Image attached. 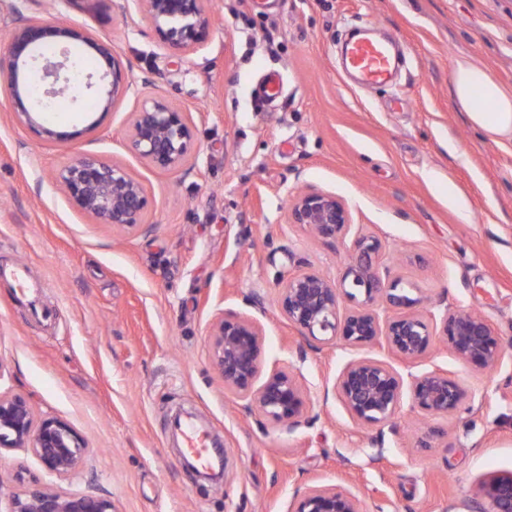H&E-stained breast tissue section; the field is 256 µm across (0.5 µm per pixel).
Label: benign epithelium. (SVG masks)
I'll return each mask as SVG.
<instances>
[{
	"label": "benign epithelium",
	"mask_w": 512,
	"mask_h": 512,
	"mask_svg": "<svg viewBox=\"0 0 512 512\" xmlns=\"http://www.w3.org/2000/svg\"><path fill=\"white\" fill-rule=\"evenodd\" d=\"M136 2L168 48L186 51L206 41L212 24L208 0ZM77 43L96 49L104 63L101 79L112 77L111 89L101 101L103 111L112 109L120 97L137 92V82L124 72L107 43L96 41L81 28L59 26L17 8L10 40L0 51V88L7 93L9 112L17 123L37 126L35 115L68 85L76 69L71 47ZM34 71L49 81L39 100L32 98L27 82ZM126 146L156 169L190 171L194 135L188 113L161 97L143 99L133 113ZM53 179L96 223L124 230L144 226L147 196L142 183L125 166L78 153L56 170ZM287 218L288 223L299 224L322 240L342 236L350 224L346 205L320 191L296 194ZM380 249L372 237L356 239L337 283L314 271L282 275L279 308L288 325L322 344L338 339L351 346L380 344L407 365L426 354L439 336L460 360L479 370L491 371L501 363L504 350L488 319L448 308L428 317L414 311L419 298L412 289L401 287L400 280L389 278L378 261ZM344 299L353 306L342 314ZM377 306L391 310L392 315L380 318ZM211 336L213 362L224 379V389L244 401L246 413L256 411L265 422L290 429L306 421V401L296 378L276 367L261 375L263 344L257 320L222 314L215 319ZM406 385L414 407L428 417H448L462 410L460 384L441 369L410 373L405 378L384 362L355 361L338 376L336 391L357 421L383 427L398 415ZM17 448L30 450L46 472L64 476L79 467L86 445L71 426L56 417L35 420L24 396L0 394V451ZM474 496L481 512H512V474L484 476ZM8 512H113V506L106 497L65 494L33 484L11 499ZM293 512H360V508L352 493L317 486L296 499Z\"/></svg>",
	"instance_id": "7a95c632"
}]
</instances>
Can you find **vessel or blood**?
Instances as JSON below:
<instances>
[{"label":"vessel or blood","instance_id":"1","mask_svg":"<svg viewBox=\"0 0 512 512\" xmlns=\"http://www.w3.org/2000/svg\"><path fill=\"white\" fill-rule=\"evenodd\" d=\"M399 43L380 35L372 23L363 22L353 28L345 40L340 66L361 87L373 88L392 84L398 61ZM172 432L181 434L185 448L200 454L207 448V438L190 422H177Z\"/></svg>","mask_w":512,"mask_h":512}]
</instances>
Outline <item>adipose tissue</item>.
<instances>
[{"label":"adipose tissue","mask_w":512,"mask_h":512,"mask_svg":"<svg viewBox=\"0 0 512 512\" xmlns=\"http://www.w3.org/2000/svg\"><path fill=\"white\" fill-rule=\"evenodd\" d=\"M450 93L472 127L499 145L512 143V92L492 80L472 57L454 60Z\"/></svg>","instance_id":"ef3b65f1"}]
</instances>
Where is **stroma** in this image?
I'll list each match as a JSON object with an SVG mask.
<instances>
[{"instance_id": "stroma-1", "label": "stroma", "mask_w": 512, "mask_h": 512, "mask_svg": "<svg viewBox=\"0 0 512 512\" xmlns=\"http://www.w3.org/2000/svg\"><path fill=\"white\" fill-rule=\"evenodd\" d=\"M205 43L161 44L135 0H75L54 22L109 43L143 96L189 112L190 173L161 171L127 150L134 97L102 112L74 78L38 125L18 124L0 90V269L28 268L32 297L0 278V392L26 397L86 444L67 476L31 451L0 454V512L32 481L100 492L115 512H291L325 485L361 512H476V482L512 473V148L483 137L449 96L466 55L512 89V0H209ZM366 20L399 38L395 87L366 90L338 66L345 30ZM282 86L258 95L269 75ZM123 164L143 184L146 232L95 223L54 185L74 153ZM336 195L351 224L331 241L287 221L295 190ZM376 237L393 278L418 290L422 314L482 313L506 354L492 372L447 344L412 365L378 345L321 346L288 326L277 281L289 270L339 280L360 236ZM260 298L261 307L251 305ZM256 318L263 367L292 372L307 423L260 425L213 367L219 314ZM399 373L439 368L465 391L462 411L427 418L404 397L392 426L360 425L335 391L350 362ZM182 414L222 440L219 486L183 465L169 431ZM440 430L430 447L418 439Z\"/></svg>"}]
</instances>
